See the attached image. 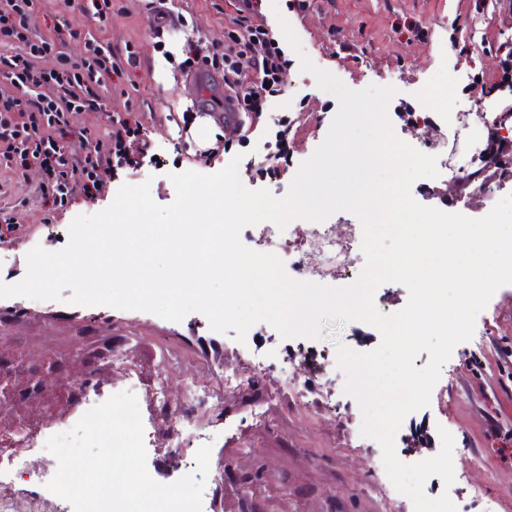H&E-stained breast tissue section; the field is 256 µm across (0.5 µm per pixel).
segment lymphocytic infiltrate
I'll use <instances>...</instances> for the list:
<instances>
[{"mask_svg": "<svg viewBox=\"0 0 512 512\" xmlns=\"http://www.w3.org/2000/svg\"><path fill=\"white\" fill-rule=\"evenodd\" d=\"M34 4L0 0V77L9 82L0 87V171L20 177L38 166L42 199L60 208L74 192L99 193L105 165L130 163L137 130L127 120L113 121L107 141L93 143L72 130L70 116L96 108L108 82L128 77L140 59L133 48L121 52L95 38L85 40L84 56L72 58L67 41L79 38V31L35 34L30 24ZM254 16V0H237L223 52L203 56L193 45L185 52L191 70L222 75L225 90L244 113L265 110L288 68L280 42ZM244 58L250 62L246 70L240 66Z\"/></svg>", "mask_w": 512, "mask_h": 512, "instance_id": "f902f5d3", "label": "lymphocytic infiltrate"}]
</instances>
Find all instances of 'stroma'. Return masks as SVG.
I'll return each mask as SVG.
<instances>
[{"instance_id": "stroma-1", "label": "stroma", "mask_w": 512, "mask_h": 512, "mask_svg": "<svg viewBox=\"0 0 512 512\" xmlns=\"http://www.w3.org/2000/svg\"><path fill=\"white\" fill-rule=\"evenodd\" d=\"M298 0H257V19L281 36L287 20L319 68L329 70L348 88H395L387 115L395 135L437 157L469 151L466 127L451 133L437 128L420 102V90L438 88L449 106L473 111L480 102L497 98L501 60L512 50V0H313L299 9ZM81 0H40L32 17L37 33L75 28L95 29L80 11ZM112 22L100 32L113 48L132 45L141 65L131 74L138 94L124 95L111 87L100 108L74 115L75 127L91 138L104 137L117 114H130L139 125L145 150L137 164L102 169L101 194H75L54 210L40 199L38 169L24 179L0 173V281L18 283L26 274L28 247L37 243L57 251L69 241L78 215L108 207L122 184L150 181L151 196L170 204L175 189L168 175L193 170L213 173L240 157L239 175L249 188L268 189L284 197L301 164L324 141L338 110L336 97L318 88L312 74L301 71L295 51H288L284 90L272 98L245 138L218 136L212 147L199 150L186 137L199 120L192 85L179 70L176 48L199 41L203 53L224 47L235 0H174L185 27L153 35L145 0H112ZM427 29L422 39L399 31L403 20ZM416 113L417 125L406 113ZM287 128H280V118ZM284 132L288 155L267 162L263 145ZM70 290L57 301L25 302L0 298V336L19 347L31 361L51 351L101 348L104 333L94 327L109 320L112 345L134 350L135 358L113 366L108 385L137 384L138 400H152L158 376L168 381L171 401L187 397L191 384H209L214 374L233 362L241 374L251 372L249 357L233 351L234 332L211 330L206 317L193 312L182 321L164 320L142 311L108 306L69 304ZM381 342L379 331L362 321L326 324L315 345L324 359L310 372H275L252 394H225L222 404L199 410L198 426L215 433L210 472L204 491L211 512H414L411 499L383 477L381 448L362 447L358 437L334 427L336 416L350 424L362 421L356 401L345 395V375L337 365L338 347L368 352ZM512 346V285L499 288L478 315L471 339L457 344L443 364L426 407L408 414L395 439L404 463L434 456L440 449L439 428L454 438L453 467L456 512H512V458L501 459L499 444L488 434L491 421L512 427V379L500 373L498 349ZM481 359L482 374L470 369ZM260 471L255 484L245 476ZM12 497L16 512H63L62 499L35 493L30 483L14 477L0 486Z\"/></svg>"}]
</instances>
